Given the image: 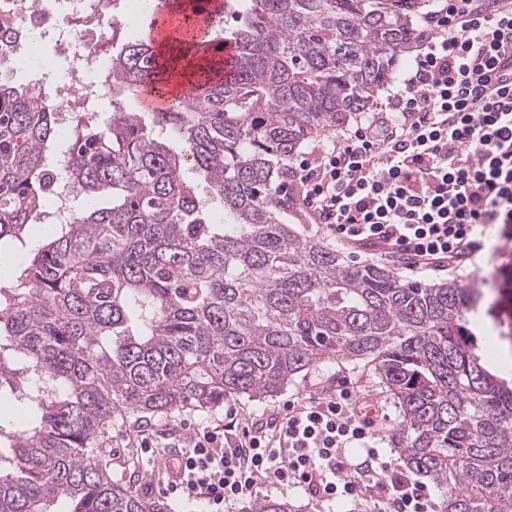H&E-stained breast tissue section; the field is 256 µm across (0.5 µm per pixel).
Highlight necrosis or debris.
<instances>
[{
  "instance_id": "4bbe7bcc",
  "label": "necrosis or debris",
  "mask_w": 512,
  "mask_h": 512,
  "mask_svg": "<svg viewBox=\"0 0 512 512\" xmlns=\"http://www.w3.org/2000/svg\"><path fill=\"white\" fill-rule=\"evenodd\" d=\"M139 0H0V10L17 17L29 36L16 50L19 67L37 70L33 48L52 45L57 56L72 58L76 69L64 79L46 83L59 117L82 111L95 95L90 72L106 68L100 40L116 25L131 21Z\"/></svg>"
}]
</instances>
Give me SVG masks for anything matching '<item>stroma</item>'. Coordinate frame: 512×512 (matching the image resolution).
Segmentation results:
<instances>
[{"label": "stroma", "mask_w": 512, "mask_h": 512, "mask_svg": "<svg viewBox=\"0 0 512 512\" xmlns=\"http://www.w3.org/2000/svg\"><path fill=\"white\" fill-rule=\"evenodd\" d=\"M490 249L480 252L475 265L467 271L449 269L446 271L415 272L399 269L401 278L425 283L454 279L466 285H484L491 295H498L504 286L503 275L512 272V240L500 238L497 229H490ZM347 387L358 398L377 405L387 414L388 421L381 433L379 443L384 455L397 459L398 454L391 446V434L399 422V415L393 399L380 386L371 366L362 362L328 360L304 371L278 394L265 399H228L223 406L205 410L177 412L171 415H155L147 421L129 419L122 426L112 430V472L129 478L132 488L150 498L165 495L167 483L166 462L173 457L174 443L181 437L201 427L224 423L226 409H233L240 422L254 425L265 424L274 418L283 404L290 399L321 395L339 387ZM148 436L155 444L153 453L141 455L136 443L141 436ZM255 499L280 498L299 506L301 512H372V503L358 500L338 501L332 504H318L304 490L278 489L268 485H257L251 493Z\"/></svg>", "instance_id": "obj_1"}]
</instances>
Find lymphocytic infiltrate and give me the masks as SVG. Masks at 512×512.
<instances>
[{"label":"lymphocytic infiltrate","instance_id":"obj_1","mask_svg":"<svg viewBox=\"0 0 512 512\" xmlns=\"http://www.w3.org/2000/svg\"><path fill=\"white\" fill-rule=\"evenodd\" d=\"M422 48L366 126L291 165L295 200L337 241L380 249L407 270L461 269L484 250L487 227L512 238V82L482 80L512 46V0H433ZM383 425L352 391L293 399L265 427L231 420L194 430L174 462L173 499L207 512L258 483L316 501L372 502L376 512H431L424 485L386 459ZM361 446L374 465L345 455Z\"/></svg>","mask_w":512,"mask_h":512}]
</instances>
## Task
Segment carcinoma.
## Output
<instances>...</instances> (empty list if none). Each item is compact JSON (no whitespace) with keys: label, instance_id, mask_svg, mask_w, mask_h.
I'll use <instances>...</instances> for the list:
<instances>
[{"label":"carcinoma","instance_id":"carcinoma-1","mask_svg":"<svg viewBox=\"0 0 512 512\" xmlns=\"http://www.w3.org/2000/svg\"><path fill=\"white\" fill-rule=\"evenodd\" d=\"M427 2L225 0L233 62L205 32L176 45L208 57L188 81L201 93L148 123L126 93L166 94L172 61L149 34L122 44L98 83L108 121L71 113L65 172L86 206L32 249L58 118L40 86L0 73V258H17L0 286V405L28 410L20 423L0 413V512H171L112 477L114 424L273 396L334 358L374 366L398 409L392 447L443 489L440 512H512V377L489 370L471 328L479 312L509 346L512 315L481 288L345 259L290 223L283 195L300 149L395 80ZM23 37L0 19V68Z\"/></svg>","mask_w":512,"mask_h":512}]
</instances>
